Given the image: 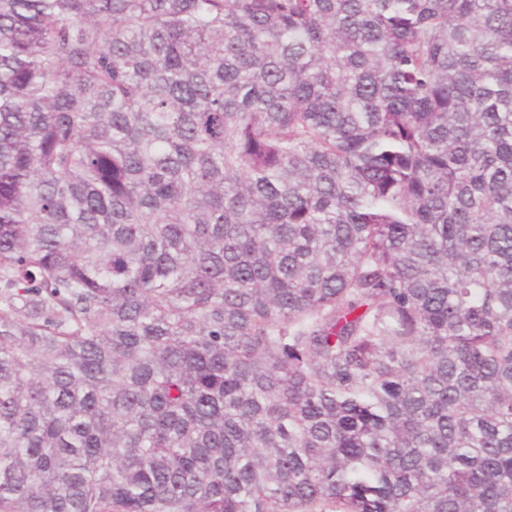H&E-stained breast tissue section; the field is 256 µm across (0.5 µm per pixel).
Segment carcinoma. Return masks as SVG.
<instances>
[{"mask_svg": "<svg viewBox=\"0 0 512 512\" xmlns=\"http://www.w3.org/2000/svg\"><path fill=\"white\" fill-rule=\"evenodd\" d=\"M0 512H512V0H0Z\"/></svg>", "mask_w": 512, "mask_h": 512, "instance_id": "cac0c4a2", "label": "carcinoma"}]
</instances>
